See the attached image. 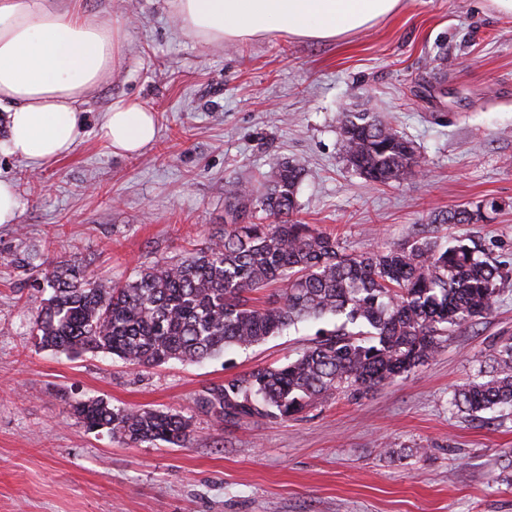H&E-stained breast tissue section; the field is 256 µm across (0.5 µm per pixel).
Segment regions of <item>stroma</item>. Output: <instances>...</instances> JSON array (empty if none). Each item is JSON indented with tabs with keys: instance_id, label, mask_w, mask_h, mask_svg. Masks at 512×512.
I'll return each mask as SVG.
<instances>
[{
	"instance_id": "35a3bbf8",
	"label": "stroma",
	"mask_w": 512,
	"mask_h": 512,
	"mask_svg": "<svg viewBox=\"0 0 512 512\" xmlns=\"http://www.w3.org/2000/svg\"><path fill=\"white\" fill-rule=\"evenodd\" d=\"M125 23L119 69L90 97L84 135L42 166L0 153L20 199L0 224V512H512V410L462 417L448 405L512 338V16L491 0H403L398 13L333 41L208 45L184 33L167 0H84ZM134 99L155 140L115 155L108 108ZM343 112H377L419 148L424 173L392 186L349 168ZM303 169L298 217L346 253L464 233L500 263L492 312L450 331L407 377L359 398L332 396L298 417L216 422L206 387L296 358L303 323L203 363L135 369L103 353L38 348L45 299L16 255L77 259L108 281L171 261L224 229V184H256L274 161ZM500 208L462 228L434 214L485 199ZM176 409L185 447H134L75 423L68 405Z\"/></svg>"
}]
</instances>
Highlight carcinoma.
Here are the masks:
<instances>
[{
	"mask_svg": "<svg viewBox=\"0 0 512 512\" xmlns=\"http://www.w3.org/2000/svg\"><path fill=\"white\" fill-rule=\"evenodd\" d=\"M347 164L379 185L418 168L410 139L374 112L339 117ZM303 169L277 164L254 190L224 185L229 222L202 247L111 284L76 260L38 269L50 289L36 312L39 347L66 354L105 353L149 368L172 360L200 363L233 347L258 344L304 321L336 316L319 340L278 367L255 369L206 389L196 406L216 420H286L333 392L362 396L432 358L452 328L490 314L502 288L501 266L460 236L347 254L339 240L295 218ZM482 205L434 215L433 224H481ZM281 294L256 306L248 294L272 284ZM489 370L452 394L465 415L512 409V341ZM68 413L90 431L125 442L185 447L189 417L172 409L116 408L102 398L76 400Z\"/></svg>",
	"mask_w": 512,
	"mask_h": 512,
	"instance_id": "carcinoma-1",
	"label": "carcinoma"
}]
</instances>
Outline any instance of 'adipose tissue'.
Returning <instances> with one entry per match:
<instances>
[{
  "instance_id": "1",
  "label": "adipose tissue",
  "mask_w": 512,
  "mask_h": 512,
  "mask_svg": "<svg viewBox=\"0 0 512 512\" xmlns=\"http://www.w3.org/2000/svg\"><path fill=\"white\" fill-rule=\"evenodd\" d=\"M184 31L221 44L288 35L331 41L390 17L401 0H169ZM124 24L89 15L82 0H0V153L32 165L80 142L89 95L118 66ZM113 153L142 151L156 136L152 111L112 103L101 125Z\"/></svg>"
}]
</instances>
